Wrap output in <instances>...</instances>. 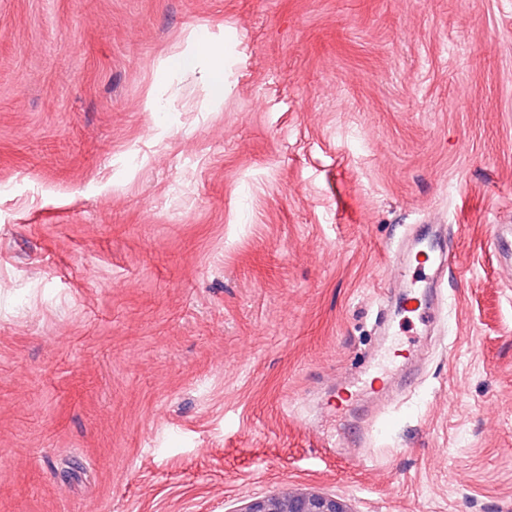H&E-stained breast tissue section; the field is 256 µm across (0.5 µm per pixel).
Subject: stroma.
Segmentation results:
<instances>
[{
  "instance_id": "1",
  "label": "stroma",
  "mask_w": 512,
  "mask_h": 512,
  "mask_svg": "<svg viewBox=\"0 0 512 512\" xmlns=\"http://www.w3.org/2000/svg\"><path fill=\"white\" fill-rule=\"evenodd\" d=\"M425 224L467 276L362 470L325 404ZM504 224L512 0H0V512H512ZM207 54L215 61L211 73V90L214 98H224V48L223 46L213 45L207 49ZM503 225L499 226L494 238V254L498 262L507 269L512 268V227L508 225V230H502ZM241 512H350L332 496L311 493L271 494L251 501Z\"/></svg>"
}]
</instances>
